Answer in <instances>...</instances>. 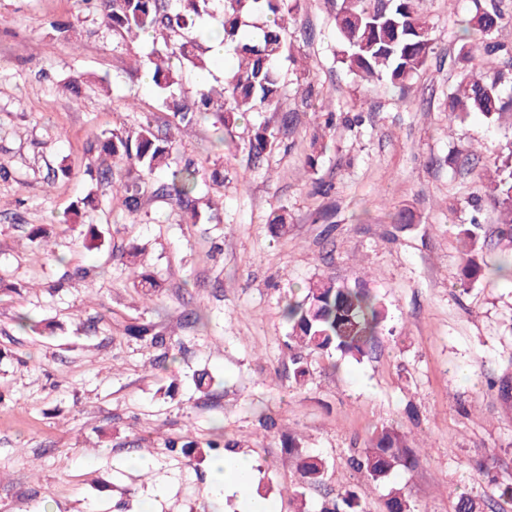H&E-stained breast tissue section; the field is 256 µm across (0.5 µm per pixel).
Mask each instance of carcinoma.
Wrapping results in <instances>:
<instances>
[{
    "mask_svg": "<svg viewBox=\"0 0 512 512\" xmlns=\"http://www.w3.org/2000/svg\"><path fill=\"white\" fill-rule=\"evenodd\" d=\"M95 5L102 24L112 34L124 37L149 34L162 39L163 48L149 57L150 76L160 91L158 106L172 113L181 124L195 123L209 116L215 123L228 126L247 112L267 108L279 109L284 83L276 67L290 50L285 34L288 20L298 9V0H222L223 42L233 47L237 67L224 78L220 90L198 85L193 103L186 105L175 96L182 69L197 72L208 69L200 54L195 36L203 16H212L217 0H81ZM417 0H336L334 17L339 50L338 62L361 83L385 81L401 90L419 74L434 54L432 26L416 10ZM245 13L272 16L270 24L256 43H244L240 38L241 17ZM503 15L495 8L476 6L475 11L457 21V34L462 45L461 60L479 53L477 70H467L448 94V133H453L456 120L463 115L479 113L498 120L512 112V97L504 98L500 86L512 83V66L496 64L503 46L494 40ZM99 158L125 161L139 169L134 180L112 176L110 168L89 165L86 174L92 180L112 184L113 194L121 200L127 214H140L141 200L151 193L170 201L181 212L184 223L196 224L201 218L196 204L201 182L224 185V172L214 168L206 174L192 159L170 160L171 141L158 138L151 122L136 131L102 132L94 135ZM279 145V131L267 126L258 129L248 142V156L257 163ZM494 174L481 184L472 207L480 210L483 202L491 203L499 212V226L494 245L507 242L508 250L500 259L488 265L475 251L482 226L477 218L460 226L464 242L458 260L461 285H471L486 276L512 278V150L499 156ZM165 170L159 182L152 176ZM125 267L131 272L133 287L144 296L153 297L161 283L150 271L137 263L138 247L128 244L121 253ZM281 318L288 324L286 346L291 352L293 379L305 382L310 374L307 356L337 353L360 361L373 352L382 332L393 333L389 327L388 309L377 296L361 287H349L332 278L321 279L305 289L300 300L288 298L281 308ZM140 336L150 335V347L164 350L151 362L153 368L167 370L178 362L176 354H167L173 345L163 333L149 334V329H137ZM288 453L295 458L297 474L293 499L300 503L298 512H305V493L320 487L326 480L328 466L318 456L305 453L295 438L288 437ZM416 455L408 444V435L392 425L375 429L365 448L348 459L349 467L367 482H381L398 467L411 469ZM363 485L355 484L331 500L322 502L319 512H365ZM492 498L476 499L466 493L456 496L454 512H485ZM413 506L400 489L390 491L385 500V512H412Z\"/></svg>",
    "mask_w": 512,
    "mask_h": 512,
    "instance_id": "1",
    "label": "carcinoma"
}]
</instances>
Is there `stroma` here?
Instances as JSON below:
<instances>
[{
    "label": "stroma",
    "instance_id": "obj_1",
    "mask_svg": "<svg viewBox=\"0 0 512 512\" xmlns=\"http://www.w3.org/2000/svg\"><path fill=\"white\" fill-rule=\"evenodd\" d=\"M416 7L435 39L426 68L404 94L376 84L364 97L335 57L334 0H301L290 54L277 63L296 119L255 168L244 145L258 127H278L279 113H249L216 143L211 123L176 124L146 70H132L133 56L151 53L150 36L112 35L79 0H0V165L10 172L0 179V512H137L149 488L160 512H203L213 461L165 443L189 432L203 446L219 426L245 443L251 491L273 512L297 508L284 433L327 460L334 494L355 483L347 459L376 426L422 442L413 469L366 485V512H384L394 488L417 512H453L454 493H488L484 461L512 481V397L488 385L512 377V279L465 287L458 268V232L487 165L471 153L511 145L512 119L473 113L449 134L444 99L461 67L452 31L473 2ZM310 83L318 97L306 98ZM325 98L336 108L329 129L318 115ZM147 114L175 157L223 167L212 195L220 223H183L150 196L135 223L106 185L72 216L97 160L93 133L135 130ZM62 166L71 177L48 182ZM403 209L411 226L394 222ZM276 213L286 233L272 228ZM35 225L48 229L50 252L31 243ZM129 242L161 283L153 300L112 255ZM77 268L89 270L87 282L60 285ZM324 278L379 297L394 333L360 362L310 358L298 386L280 310L288 294ZM21 313L31 329L18 330ZM132 323L184 344L175 368H150L157 351L128 335ZM201 373L211 379L205 392L195 384ZM263 412L276 433L259 425ZM132 456L152 468L130 469Z\"/></svg>",
    "mask_w": 512,
    "mask_h": 512
}]
</instances>
